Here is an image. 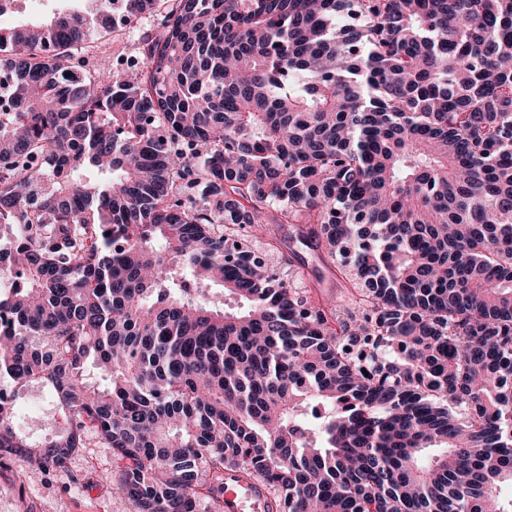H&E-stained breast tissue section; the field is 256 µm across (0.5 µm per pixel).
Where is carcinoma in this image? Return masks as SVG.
Here are the masks:
<instances>
[{"label": "carcinoma", "mask_w": 512, "mask_h": 512, "mask_svg": "<svg viewBox=\"0 0 512 512\" xmlns=\"http://www.w3.org/2000/svg\"><path fill=\"white\" fill-rule=\"evenodd\" d=\"M83 2L0 24V385L65 424L0 401V460L63 472L93 433L134 512L226 470L281 512H512V0H169L140 67L72 82L112 30ZM273 211L345 315L282 278ZM14 412L15 423L20 428L27 422L29 416H43L46 418L53 411V401L48 391L33 386L21 388L15 397Z\"/></svg>", "instance_id": "carcinoma-1"}]
</instances>
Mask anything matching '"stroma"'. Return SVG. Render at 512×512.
Here are the masks:
<instances>
[{"mask_svg": "<svg viewBox=\"0 0 512 512\" xmlns=\"http://www.w3.org/2000/svg\"><path fill=\"white\" fill-rule=\"evenodd\" d=\"M166 9L162 2L131 28L92 36L83 53L85 68H104L113 58L140 55L144 40L161 32ZM283 255V274L297 291L344 297L342 282L333 276L315 281L314 272H322L326 260L318 248L295 243ZM0 512H133V507L122 494L111 449L91 436L63 472L39 470L17 458L0 463Z\"/></svg>", "mask_w": 512, "mask_h": 512, "instance_id": "35a3bbf8", "label": "stroma"}]
</instances>
